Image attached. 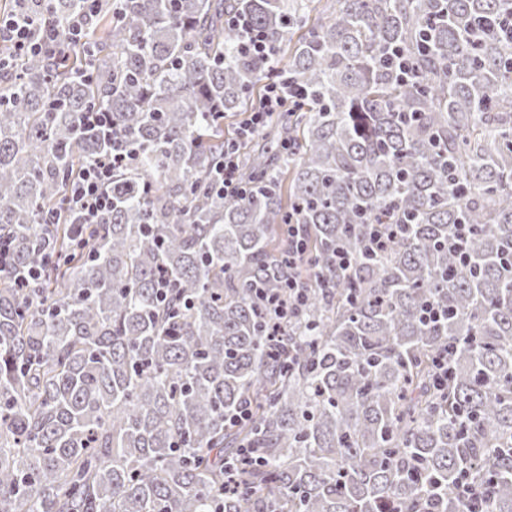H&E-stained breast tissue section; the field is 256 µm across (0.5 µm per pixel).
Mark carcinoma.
Here are the masks:
<instances>
[{"instance_id":"1","label":"carcinoma","mask_w":512,"mask_h":512,"mask_svg":"<svg viewBox=\"0 0 512 512\" xmlns=\"http://www.w3.org/2000/svg\"><path fill=\"white\" fill-rule=\"evenodd\" d=\"M316 2L100 0L74 54L0 47V512H465L466 480L512 512V25L486 28L512 0ZM81 9L41 0L34 31ZM270 80L293 92L219 195L224 119ZM95 109L139 156L79 235ZM288 275L276 358L252 285ZM227 26L240 33L238 49L243 53L255 55H267L268 44L266 35L263 31L253 27L248 19L238 13L229 14L225 18Z\"/></svg>"}]
</instances>
